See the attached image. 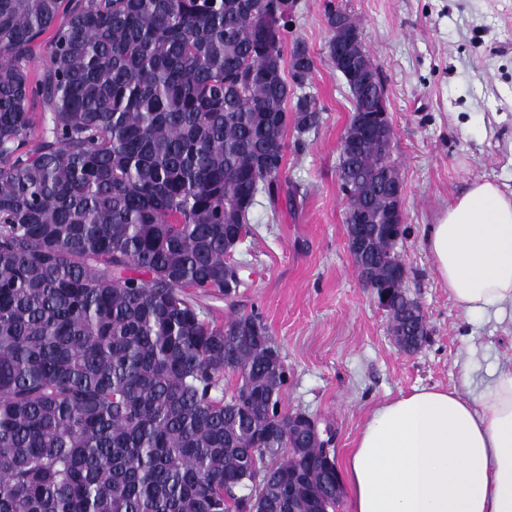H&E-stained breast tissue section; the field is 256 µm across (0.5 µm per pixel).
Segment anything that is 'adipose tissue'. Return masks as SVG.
<instances>
[{
    "label": "adipose tissue",
    "mask_w": 512,
    "mask_h": 512,
    "mask_svg": "<svg viewBox=\"0 0 512 512\" xmlns=\"http://www.w3.org/2000/svg\"><path fill=\"white\" fill-rule=\"evenodd\" d=\"M424 246L456 307L512 314V193L474 180ZM343 475L351 512H512V365L472 399L430 387L374 406Z\"/></svg>",
    "instance_id": "adipose-tissue-1"
}]
</instances>
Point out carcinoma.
Masks as SVG:
<instances>
[{
	"label": "carcinoma",
	"instance_id": "carcinoma-1",
	"mask_svg": "<svg viewBox=\"0 0 512 512\" xmlns=\"http://www.w3.org/2000/svg\"><path fill=\"white\" fill-rule=\"evenodd\" d=\"M294 8L0 0V512H335L228 261L257 195H279L288 128L323 120L292 91L315 69L302 41L284 66ZM343 43L345 223L377 225L364 262L418 347L419 304L391 276L393 129L367 132L357 102L378 67L364 39ZM214 291L222 323L200 314Z\"/></svg>",
	"mask_w": 512,
	"mask_h": 512
}]
</instances>
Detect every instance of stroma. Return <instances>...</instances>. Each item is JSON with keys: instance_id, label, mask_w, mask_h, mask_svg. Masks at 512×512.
<instances>
[{"instance_id": "35a3bbf8", "label": "stroma", "mask_w": 512, "mask_h": 512, "mask_svg": "<svg viewBox=\"0 0 512 512\" xmlns=\"http://www.w3.org/2000/svg\"><path fill=\"white\" fill-rule=\"evenodd\" d=\"M336 11L360 22L386 84L407 227L397 250L429 331L410 355L347 246L338 163L353 100L327 56ZM297 39L316 59L304 91L323 120L288 132L279 200H260L233 259L248 266L239 303L261 315L288 369L283 409L331 425L341 461L376 404L432 386L472 397L512 361V320L454 306L423 244L425 225L471 181L512 192V0H297L284 51Z\"/></svg>"}]
</instances>
